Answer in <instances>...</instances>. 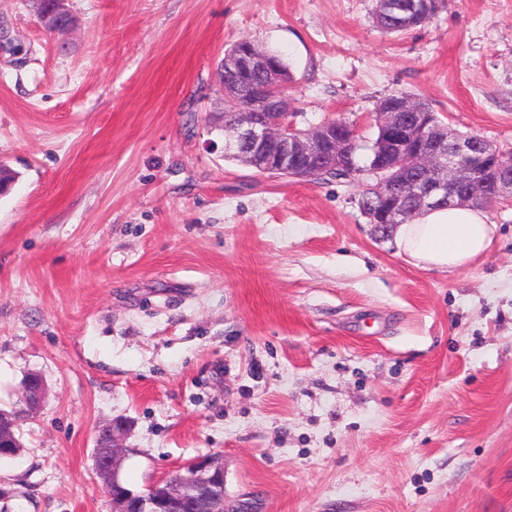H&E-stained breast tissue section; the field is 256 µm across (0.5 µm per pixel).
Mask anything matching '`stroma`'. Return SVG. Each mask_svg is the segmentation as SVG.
Returning <instances> with one entry per match:
<instances>
[{
	"label": "stroma",
	"instance_id": "obj_1",
	"mask_svg": "<svg viewBox=\"0 0 512 512\" xmlns=\"http://www.w3.org/2000/svg\"><path fill=\"white\" fill-rule=\"evenodd\" d=\"M0 0V409L41 375L0 512H111L101 424L137 491L219 455L229 512H512V204L468 267L423 269L358 186L224 157V50L281 55L301 128L375 132L411 94L512 150V0ZM129 428V422L123 419L106 422L100 428V431L103 430L105 433V439L98 435L94 451V469L102 487L109 488L119 482L126 451L123 442Z\"/></svg>",
	"mask_w": 512,
	"mask_h": 512
}]
</instances>
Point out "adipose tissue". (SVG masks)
I'll return each mask as SVG.
<instances>
[{
    "label": "adipose tissue",
    "instance_id": "1",
    "mask_svg": "<svg viewBox=\"0 0 512 512\" xmlns=\"http://www.w3.org/2000/svg\"><path fill=\"white\" fill-rule=\"evenodd\" d=\"M495 231L482 210L454 206L430 209L397 225L394 241L399 253L415 265L453 271L484 253Z\"/></svg>",
    "mask_w": 512,
    "mask_h": 512
}]
</instances>
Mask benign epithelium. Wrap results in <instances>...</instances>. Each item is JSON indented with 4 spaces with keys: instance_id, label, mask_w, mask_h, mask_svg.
Masks as SVG:
<instances>
[{
    "instance_id": "1",
    "label": "benign epithelium",
    "mask_w": 512,
    "mask_h": 512,
    "mask_svg": "<svg viewBox=\"0 0 512 512\" xmlns=\"http://www.w3.org/2000/svg\"><path fill=\"white\" fill-rule=\"evenodd\" d=\"M437 0H410L398 14L404 22L430 11ZM246 111L228 114L224 121V154L244 160V165L263 174L284 175L305 180L321 173V162L336 166L341 141L336 128L341 122L326 118L304 130L279 117L281 97L276 84L267 83L244 95ZM380 141L373 158L362 173L385 182L399 178L420 207L434 205L478 206L490 201L512 203V164L501 163L500 149L475 133L462 134L446 127L433 129L430 121L413 112L408 99L390 100L375 113ZM411 152L422 175L412 176L398 169L400 156ZM403 217L400 202L393 201L377 216L373 225L383 234ZM14 421L0 414V456L16 455ZM129 422L114 419L102 425L105 438L98 439L94 451L95 473L105 488L119 482L125 456L124 440ZM183 480L164 479L166 495H155L156 485L145 492L129 490L109 495L112 512H164L188 507L195 512H226L224 463L215 456L195 460L187 466Z\"/></svg>"
}]
</instances>
